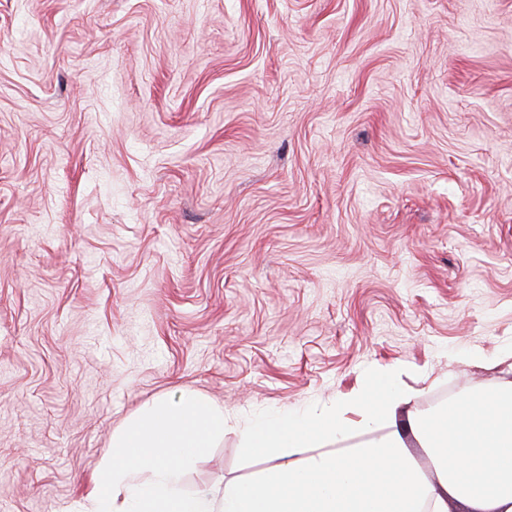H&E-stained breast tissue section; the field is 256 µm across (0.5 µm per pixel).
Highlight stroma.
Masks as SVG:
<instances>
[{
  "mask_svg": "<svg viewBox=\"0 0 512 512\" xmlns=\"http://www.w3.org/2000/svg\"><path fill=\"white\" fill-rule=\"evenodd\" d=\"M386 364L422 416L512 367V0H0V512H77L156 398Z\"/></svg>",
  "mask_w": 512,
  "mask_h": 512,
  "instance_id": "stroma-1",
  "label": "stroma"
}]
</instances>
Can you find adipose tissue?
Segmentation results:
<instances>
[{"label": "adipose tissue", "instance_id": "obj_1", "mask_svg": "<svg viewBox=\"0 0 512 512\" xmlns=\"http://www.w3.org/2000/svg\"><path fill=\"white\" fill-rule=\"evenodd\" d=\"M403 371L376 365L333 401L255 414L242 443L273 463L219 495L184 490L183 475L230 417L192 393L155 400L113 435L83 512H448L452 498L472 512H512V379L404 417L413 393ZM411 438L429 449L435 479L407 453Z\"/></svg>", "mask_w": 512, "mask_h": 512}]
</instances>
